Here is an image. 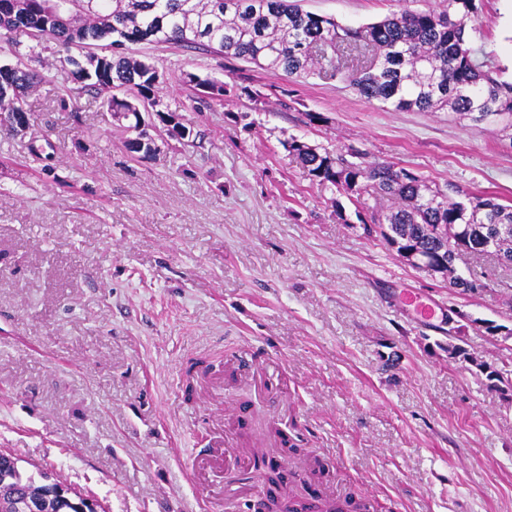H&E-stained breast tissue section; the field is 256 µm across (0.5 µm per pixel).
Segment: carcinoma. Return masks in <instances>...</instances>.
Returning <instances> with one entry per match:
<instances>
[{"mask_svg":"<svg viewBox=\"0 0 512 512\" xmlns=\"http://www.w3.org/2000/svg\"><path fill=\"white\" fill-rule=\"evenodd\" d=\"M0 10V29L19 31L29 43H15L17 58L38 59L55 46L67 92L109 94L107 106L118 121L134 119L135 137L126 148L137 159H153L161 151L156 138L141 125L140 108L153 113L166 135L184 140L191 131L163 108V77L146 61L123 55H100V42L112 49L127 43L169 44L198 49L226 59L243 60L290 77L324 74L347 78L360 96L396 111L447 110L454 119L475 125H498L512 133V83L493 77L482 46L467 23L475 0H440L426 11L402 9L365 27H342L301 8L299 0H65L66 15L52 0H9ZM78 48L80 57L71 54ZM45 77L27 69L15 86L0 92V133L24 136L10 115L26 111V97ZM178 80L224 102V83L182 71ZM318 185L342 191L355 206L370 211L361 220L364 233L378 234L411 268L410 257H439L425 270L448 287L473 295L489 287L475 275L465 276L458 263L492 252L512 268V204L493 196L471 195L447 182L440 186L392 163L371 161L356 149L331 151L297 139L284 144ZM374 204H369V201ZM392 206H384V202ZM448 357L475 363L465 349L448 344ZM477 364V363H475ZM488 387L499 390L502 372L477 364ZM96 512L91 503L61 490V483L25 473L18 459L0 451V512Z\"/></svg>","mask_w":512,"mask_h":512,"instance_id":"obj_1","label":"carcinoma"}]
</instances>
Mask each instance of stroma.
Listing matches in <instances>:
<instances>
[{
  "label": "stroma",
  "instance_id": "1",
  "mask_svg": "<svg viewBox=\"0 0 512 512\" xmlns=\"http://www.w3.org/2000/svg\"><path fill=\"white\" fill-rule=\"evenodd\" d=\"M499 78L512 80V0H476ZM404 0H303L357 28ZM129 55L231 85L223 104L174 81L191 129L155 159L102 99L63 103L56 57L28 99L25 137H0V451L98 512H243L247 475L208 455L266 448L281 424L377 512H512V398L477 367L512 371V270L468 259L490 286L461 295L369 238L346 195L312 183L285 143L377 161L512 200V140L447 112H398L329 77L296 78L182 47ZM261 99H252L248 90ZM320 114L308 121L306 111ZM344 214H337V207ZM432 301L422 321L402 303ZM473 363L448 356V312ZM276 357L293 391L246 371Z\"/></svg>",
  "mask_w": 512,
  "mask_h": 512
}]
</instances>
